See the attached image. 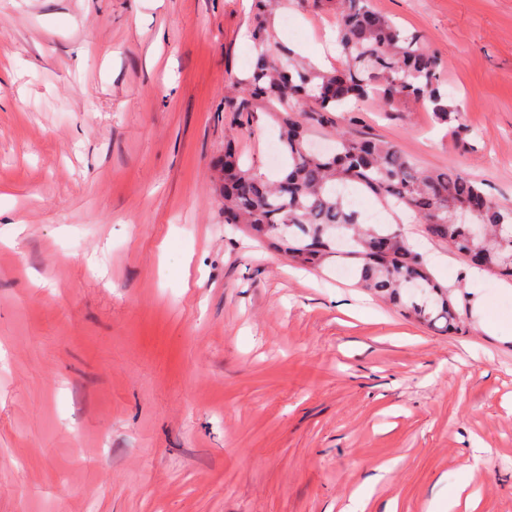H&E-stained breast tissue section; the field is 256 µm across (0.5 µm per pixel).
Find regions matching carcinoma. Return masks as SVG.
Returning a JSON list of instances; mask_svg holds the SVG:
<instances>
[{
	"instance_id": "obj_1",
	"label": "carcinoma",
	"mask_w": 512,
	"mask_h": 512,
	"mask_svg": "<svg viewBox=\"0 0 512 512\" xmlns=\"http://www.w3.org/2000/svg\"><path fill=\"white\" fill-rule=\"evenodd\" d=\"M247 36L253 62L244 76L225 81L224 111L237 123L256 112L279 126L288 168L270 181L244 167L227 135L218 178L224 198V223L241 224L269 248L299 265L318 267L334 254L331 232L349 234L346 255L360 261L359 285L398 306L408 317L442 331L457 332L462 317L448 289L428 271L423 257L400 230L361 227L362 214L346 201L351 189L365 191L384 208L411 211L427 233L471 263L512 278V207L489 197L481 184L456 169H424L397 145L360 137L337 125L335 112L374 100L384 111L405 99L423 103L435 120L456 126L451 133L465 145L467 129L460 108L445 86V66L423 36L409 32L373 0H295L332 14L345 65L321 70L282 44L274 12L287 0H252ZM314 126L335 129L336 148L326 155L307 146ZM466 212L488 236L474 239Z\"/></svg>"
}]
</instances>
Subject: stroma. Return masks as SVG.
<instances>
[{
  "label": "stroma",
  "mask_w": 512,
  "mask_h": 512,
  "mask_svg": "<svg viewBox=\"0 0 512 512\" xmlns=\"http://www.w3.org/2000/svg\"><path fill=\"white\" fill-rule=\"evenodd\" d=\"M446 65L468 148L413 101L354 134L457 168L512 206V0H374ZM250 0H0V512H428L472 475L512 512V293L411 222L464 332L303 268L224 222L215 163L245 74ZM321 68L330 14L281 9ZM274 179L278 129L237 134ZM484 303L508 335L482 330ZM392 464L384 479L380 466Z\"/></svg>",
  "instance_id": "1"
}]
</instances>
